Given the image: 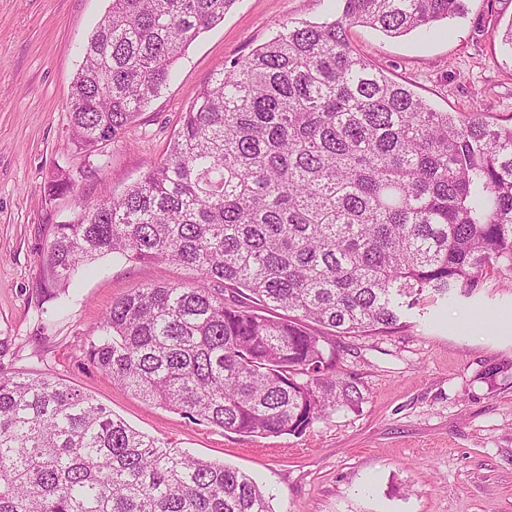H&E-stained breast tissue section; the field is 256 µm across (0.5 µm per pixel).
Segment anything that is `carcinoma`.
Returning a JSON list of instances; mask_svg holds the SVG:
<instances>
[{"label": "carcinoma", "instance_id": "obj_1", "mask_svg": "<svg viewBox=\"0 0 512 512\" xmlns=\"http://www.w3.org/2000/svg\"><path fill=\"white\" fill-rule=\"evenodd\" d=\"M235 0H111L80 47L79 149L117 138ZM212 74L164 157L77 202L42 253L66 286L111 255L196 272L112 303L89 363L143 401L245 436H298L363 400L336 337L468 295L512 264V125L437 112L348 29L429 31L464 0H336ZM0 512H272L249 474L112 416L45 374L0 368Z\"/></svg>", "mask_w": 512, "mask_h": 512}]
</instances>
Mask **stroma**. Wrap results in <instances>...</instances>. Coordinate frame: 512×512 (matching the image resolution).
I'll return each mask as SVG.
<instances>
[{
	"instance_id": "stroma-1",
	"label": "stroma",
	"mask_w": 512,
	"mask_h": 512,
	"mask_svg": "<svg viewBox=\"0 0 512 512\" xmlns=\"http://www.w3.org/2000/svg\"><path fill=\"white\" fill-rule=\"evenodd\" d=\"M110 0H0V367L41 372L93 396L114 417L206 460L245 471L274 512H512V264L469 295L427 303L394 332L337 339L336 369L364 399L301 436H244L147 404L89 365L85 338L113 301L147 283L185 285L194 271L106 257L78 273L64 313L41 255L76 198L95 201L161 158L203 84L282 25L329 19V0H236L175 67L174 79L101 154H79L68 102L87 38ZM512 0H467L464 17L425 38L366 28L352 46L441 112L512 122ZM64 173L73 194L53 196Z\"/></svg>"
}]
</instances>
